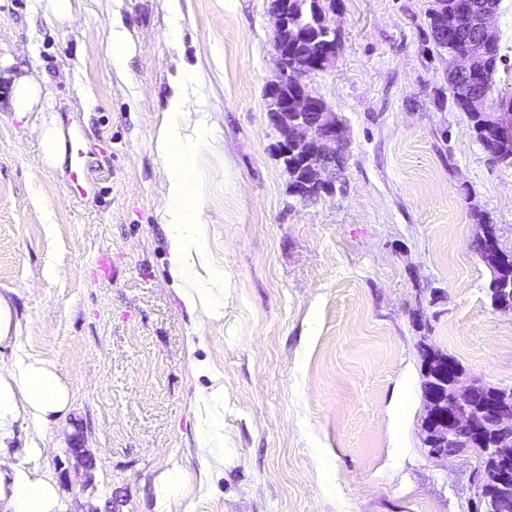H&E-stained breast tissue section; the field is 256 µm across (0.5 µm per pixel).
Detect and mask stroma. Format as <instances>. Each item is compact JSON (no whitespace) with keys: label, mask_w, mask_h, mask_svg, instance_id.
<instances>
[{"label":"stroma","mask_w":512,"mask_h":512,"mask_svg":"<svg viewBox=\"0 0 512 512\" xmlns=\"http://www.w3.org/2000/svg\"><path fill=\"white\" fill-rule=\"evenodd\" d=\"M0 0V295L16 346L55 364L73 393L13 452L56 476L66 512H468L476 465L430 457L420 347L512 388V314L487 296L473 211L512 251V166L492 162L443 80L429 0H326L340 47L310 81L348 127L341 190L303 202L276 155L263 89L275 73L265 0ZM131 51L108 63L113 23ZM178 38H170V26ZM492 107L512 100V0H501ZM205 120L193 159L224 316L195 331L169 272L164 161L154 134L177 66ZM39 73L75 153L46 161L41 115L13 112L14 79ZM109 259V273L99 269ZM57 270L43 276L45 264ZM208 362L223 375L224 466L203 476L194 405ZM96 458L86 476L69 447Z\"/></svg>","instance_id":"35a3bbf8"}]
</instances>
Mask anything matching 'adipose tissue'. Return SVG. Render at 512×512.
I'll return each instance as SVG.
<instances>
[{"label": "adipose tissue", "instance_id": "1", "mask_svg": "<svg viewBox=\"0 0 512 512\" xmlns=\"http://www.w3.org/2000/svg\"><path fill=\"white\" fill-rule=\"evenodd\" d=\"M192 80L184 69L172 80L167 120L156 135L155 149L165 162L161 219L168 228L170 273L179 297L202 328L223 316L224 274L208 260L206 224L190 163L193 150L204 142L202 121L185 110ZM209 376L208 391L196 397V453L208 467L224 459V385L217 371ZM71 397L57 368L37 356H17L8 369L0 370V512H64L55 481L15 465L10 449L18 422L37 426L60 417L69 410Z\"/></svg>", "mask_w": 512, "mask_h": 512}]
</instances>
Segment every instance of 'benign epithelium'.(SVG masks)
<instances>
[{
	"mask_svg": "<svg viewBox=\"0 0 512 512\" xmlns=\"http://www.w3.org/2000/svg\"><path fill=\"white\" fill-rule=\"evenodd\" d=\"M273 31L276 75L264 87L269 126L279 136L278 158L290 174L291 193L307 201L336 190L337 165L348 152L349 132L325 100L312 93L309 80L330 68L336 60V27L320 6V0H266ZM464 22L449 28L439 24L433 42L471 43L476 52L455 58L453 78L467 82L486 68L497 50L498 4L493 0H466ZM472 109L485 112L501 139L489 154L512 161V114L487 111L488 96L469 95ZM490 279L498 284L495 310L512 313V279L495 268ZM425 369L432 383L422 389L425 414L422 424L430 429L427 447L436 459L471 453L482 456L473 477V492L480 497L489 490L501 491L498 508L512 512V409L498 388L466 372L450 357L429 355Z\"/></svg>",
	"mask_w": 512,
	"mask_h": 512,
	"instance_id": "7a95c632",
	"label": "benign epithelium"
}]
</instances>
